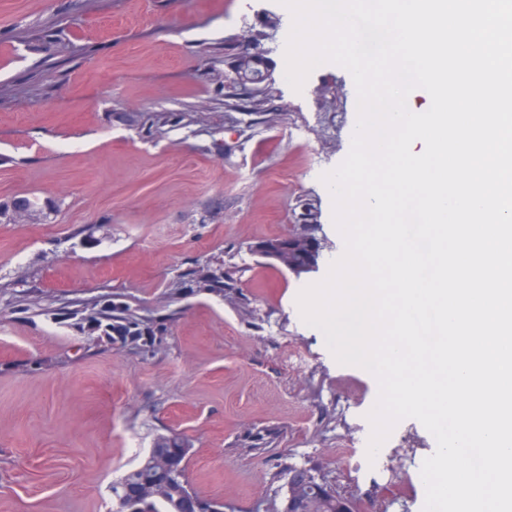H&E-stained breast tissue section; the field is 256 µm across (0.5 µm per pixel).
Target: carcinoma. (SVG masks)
Wrapping results in <instances>:
<instances>
[{
    "label": "carcinoma",
    "mask_w": 512,
    "mask_h": 512,
    "mask_svg": "<svg viewBox=\"0 0 512 512\" xmlns=\"http://www.w3.org/2000/svg\"><path fill=\"white\" fill-rule=\"evenodd\" d=\"M57 206L51 201L40 202L35 198L22 197L18 200L0 202V224L41 223L56 211ZM196 286L208 291H214L224 285V273L208 265H198L190 273ZM77 323L90 333L106 336H116L122 344L138 349H148L162 335L165 327L162 323L145 318L139 314V309L124 302L112 300L91 301L81 304L80 308L69 312ZM191 444L188 440L176 435L159 436L155 439L153 448L138 467L127 472L113 487L118 490L124 484L138 487L154 486V454L167 453L187 459ZM179 485L167 487L161 495L150 496L142 500L133 512H175L174 502ZM305 504L303 512H346L343 499L326 492L317 483H308L303 488Z\"/></svg>",
    "instance_id": "carcinoma-1"
}]
</instances>
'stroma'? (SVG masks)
<instances>
[{"mask_svg": "<svg viewBox=\"0 0 512 512\" xmlns=\"http://www.w3.org/2000/svg\"><path fill=\"white\" fill-rule=\"evenodd\" d=\"M291 25L280 0H0V200L60 205L0 224V512H115L113 485L170 434L192 446L193 489L231 512H263L294 467L357 512H423L433 435L407 418L369 456L377 381L297 305L344 251L322 176L350 151L357 96L331 63L292 89ZM243 53L262 81L236 74ZM306 222L316 271L255 252ZM204 263L228 273L223 294L195 287ZM20 289L109 294L165 332L133 351Z\"/></svg>", "mask_w": 512, "mask_h": 512, "instance_id": "1", "label": "stroma"}]
</instances>
